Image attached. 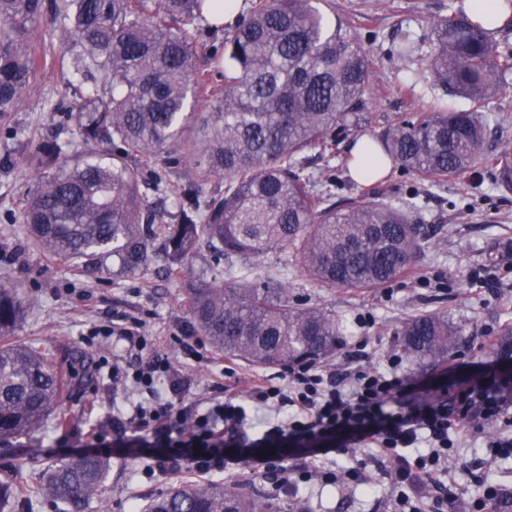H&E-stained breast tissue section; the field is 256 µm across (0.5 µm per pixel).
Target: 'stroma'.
Masks as SVG:
<instances>
[{
  "instance_id": "1",
  "label": "stroma",
  "mask_w": 512,
  "mask_h": 512,
  "mask_svg": "<svg viewBox=\"0 0 512 512\" xmlns=\"http://www.w3.org/2000/svg\"><path fill=\"white\" fill-rule=\"evenodd\" d=\"M337 16L352 26L371 67L367 109L374 119L361 135L383 133L407 113L423 109H459L465 102L433 87L424 66L431 41L428 20L443 16L449 4L467 6L468 0H333ZM418 43L419 53L398 61L391 50L401 40ZM62 84L53 78L29 87L19 111L0 123V282L8 281L24 302L23 320L14 334L18 341H37L61 370H68L74 353L86 355L90 379L68 388L58 408L63 426L47 424L38 432L0 441V473L17 470L21 483L42 481L46 465L69 460L70 452L53 447L60 436H72L92 425L111 426L114 408L140 401V388L130 374L146 358L136 349L113 345L103 334L106 326L137 324L153 343L157 354L177 371V393L184 404L210 397L213 385L224 382L222 352L209 349L208 361L197 363L183 356L176 337L195 335L184 286L189 281L210 280L213 260L201 253L182 278L169 277L162 260L142 271L122 277L91 275L71 270L60 259L29 244L20 229L22 200L32 184L31 160L38 143L57 138L66 154L81 149V140L59 108L68 102ZM485 147L492 152H512V98L493 100ZM358 135V136H361ZM358 136L341 144L351 152ZM391 197L417 190L425 196L423 229L430 244L417 264L426 282L408 277L370 292L329 290L313 285L286 257L268 251L243 261L255 276L287 277L290 293L299 304L325 306L335 311L344 326L336 350L323 359L324 368L343 372L362 360L382 369L398 354L394 330L404 319L423 311L444 312L467 328L466 339L447 365L426 368L404 361L407 375L429 387H468L493 373L512 379V371L491 354L505 319L512 309V193L494 189V173L464 174L449 178L443 187L430 188L412 173L392 169L386 182ZM119 360L125 375L113 377L110 360ZM492 428L455 437L448 467L434 480L421 481L416 498L426 508L431 497L447 494V512H468L482 498L483 474L498 486L501 501L487 502L483 512H512V453L490 448ZM377 449L354 448L347 454L295 457L291 466L324 470L358 462L375 464L371 487L344 480L331 485L302 483L286 475L291 492L274 480L239 468L211 475L214 483L241 482L268 495L280 506L299 502L306 512H393L398 491L388 463H377ZM196 475L154 472L146 475L141 461L112 458L105 485L87 512H141L146 501L169 487L196 482Z\"/></svg>"
}]
</instances>
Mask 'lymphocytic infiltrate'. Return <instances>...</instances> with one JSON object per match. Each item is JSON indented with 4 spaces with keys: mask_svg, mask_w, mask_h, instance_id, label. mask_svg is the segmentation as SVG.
Masks as SVG:
<instances>
[{
    "mask_svg": "<svg viewBox=\"0 0 512 512\" xmlns=\"http://www.w3.org/2000/svg\"><path fill=\"white\" fill-rule=\"evenodd\" d=\"M401 363L394 355L387 369L362 366L338 374L314 363L291 365L280 384L252 380L245 403L225 399L219 386L199 409L163 398L160 388L173 371L153 355L134 375L149 401L133 404L111 430L89 428L74 445L81 454L148 460L161 470L185 468L201 477L232 465L275 476L289 456L360 445L388 459L415 448L414 465L396 471L398 483L412 485L447 467L451 434H467L511 412L512 386L489 379L453 393L427 388L404 374ZM251 407L269 414L263 431L249 418Z\"/></svg>",
    "mask_w": 512,
    "mask_h": 512,
    "instance_id": "1",
    "label": "lymphocytic infiltrate"
}]
</instances>
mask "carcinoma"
<instances>
[{"instance_id":"1","label":"carcinoma","mask_w":512,"mask_h":512,"mask_svg":"<svg viewBox=\"0 0 512 512\" xmlns=\"http://www.w3.org/2000/svg\"><path fill=\"white\" fill-rule=\"evenodd\" d=\"M231 0H0V119L18 110L44 61L35 27L60 32L64 87H89L70 117L83 145L72 160L43 141L20 223L31 244L74 268L134 274L162 253L174 276L206 247L217 263L279 250L310 281L327 288H383L403 278L429 244L418 220L423 199L398 202L374 185L333 201L336 166L357 163L377 180L391 163L430 185L469 171L499 172L508 152H483L485 105L512 95V50L496 29L512 28V0L497 13L454 9L431 25V82L470 102L455 111L412 112L359 157L341 156L351 131L371 124L365 111L370 67L349 25L331 24L313 0H244L224 32L198 49L205 12L222 19ZM212 105L209 138L194 134L188 99ZM315 150L326 170L309 169ZM195 162L196 177L168 190L169 171ZM224 175V195L202 185ZM179 197L165 220L141 187ZM117 261L111 269L108 261ZM186 302L200 335L244 362L282 366L331 354L340 319L326 307H298L288 282L241 275L223 286L190 285ZM15 288L0 283V439L42 428L65 392L60 373L34 343L8 341L23 316ZM465 326L421 312L395 332L403 354L426 367L448 360ZM512 358V324L494 347ZM109 460L85 455L45 473L31 495L56 512H84L107 478ZM14 474H0V512L21 501ZM279 505L238 484H179L144 512H277Z\"/></svg>"}]
</instances>
